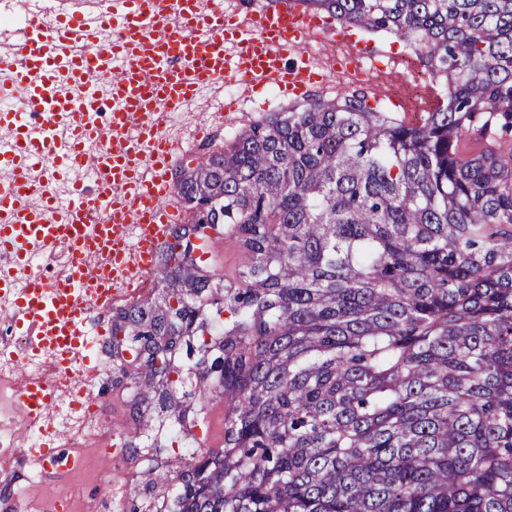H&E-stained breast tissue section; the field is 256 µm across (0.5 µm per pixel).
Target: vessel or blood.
<instances>
[{
	"instance_id": "1",
	"label": "vessel or blood",
	"mask_w": 512,
	"mask_h": 512,
	"mask_svg": "<svg viewBox=\"0 0 512 512\" xmlns=\"http://www.w3.org/2000/svg\"><path fill=\"white\" fill-rule=\"evenodd\" d=\"M21 9L20 22L0 29L1 110L14 136L0 156L16 160L12 182L0 185V253L24 264L33 249L67 244L72 260L62 280L49 283L32 275L26 288L12 290L9 272L0 273V289L13 293V328L29 338L33 350L53 353L57 371L16 384L13 398L28 424L43 412L61 380L75 377L69 357L85 346L86 304L78 291L96 286L95 303L112 302L107 267H89V252L121 262L129 249L145 255L152 270L159 242L169 240L174 224L169 199L176 188L170 172L175 145L157 137L162 113L181 108L199 86L209 85L222 98L224 120H238V99H225L224 83L233 81L242 96L263 87L308 96L316 83L307 79L299 49L315 39L330 54L328 34L313 29L307 12L282 0L279 7H258L255 0L227 12L225 0H0V10ZM111 28L113 39L97 33ZM72 93L63 97L60 85ZM112 99L109 123L100 112ZM68 113L71 124L57 139L55 115ZM103 140L92 181L72 184L69 198L58 202L56 177L71 173L88 138ZM39 167L43 181L28 171ZM42 200L28 206V196ZM94 233H85L87 224ZM138 224L139 240L129 244L121 227ZM28 459L75 466L78 456L62 446L29 448Z\"/></svg>"
}]
</instances>
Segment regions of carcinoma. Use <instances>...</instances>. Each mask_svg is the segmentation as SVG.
I'll return each mask as SVG.
<instances>
[{"label":"carcinoma","instance_id":"cac0c4a2","mask_svg":"<svg viewBox=\"0 0 512 512\" xmlns=\"http://www.w3.org/2000/svg\"><path fill=\"white\" fill-rule=\"evenodd\" d=\"M298 2L404 41L446 102L313 97L179 170L193 222L112 310V388L130 456L179 433L201 461L131 512H512V0ZM213 233L246 252L228 277ZM419 85L421 89V93L412 103V110L414 112V117L418 118L422 112H433L439 102L445 99V93L447 90L444 86V81H440L439 83L430 84L428 90H425L424 79L423 77H418ZM198 393L200 397V405L208 408L207 422L197 427L196 433L201 437L202 431H205L206 426L209 427V439L217 446V442L224 436V404H214L208 397V386L203 383H198Z\"/></svg>","mask_w":512,"mask_h":512}]
</instances>
